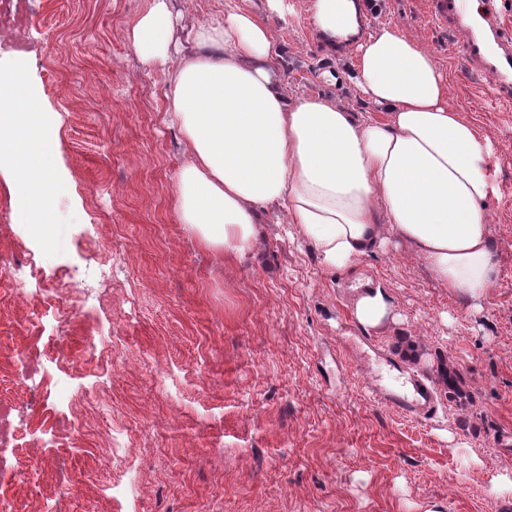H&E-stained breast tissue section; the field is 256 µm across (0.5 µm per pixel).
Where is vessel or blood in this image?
Listing matches in <instances>:
<instances>
[{"label":"vessel or blood","mask_w":512,"mask_h":512,"mask_svg":"<svg viewBox=\"0 0 512 512\" xmlns=\"http://www.w3.org/2000/svg\"><path fill=\"white\" fill-rule=\"evenodd\" d=\"M498 0H478L475 9H467L460 0H447L448 17L470 20L482 31L470 36L463 55L471 75L486 79L495 97L512 100V23L499 17ZM369 400L405 418H430L435 404L427 379L403 373L400 386L382 382L369 384Z\"/></svg>","instance_id":"b4317fda"}]
</instances>
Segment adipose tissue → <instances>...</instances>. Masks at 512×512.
Returning <instances> with one entry per match:
<instances>
[{
  "label": "adipose tissue",
  "instance_id": "1",
  "mask_svg": "<svg viewBox=\"0 0 512 512\" xmlns=\"http://www.w3.org/2000/svg\"><path fill=\"white\" fill-rule=\"evenodd\" d=\"M267 14L239 7L190 33L180 53L169 0L133 25L141 61L166 73V118L191 158L176 174L174 210L206 248L246 256L261 213L280 207L327 266L351 273L391 225L450 294L481 300L498 265L486 224L489 147L448 103V78L397 27L369 28L375 0H312L326 53L373 112L321 94L291 95L280 78ZM14 174L20 223L46 227L68 192L49 117L23 72H0V162ZM364 329L394 323L392 298L368 283L352 302Z\"/></svg>",
  "mask_w": 512,
  "mask_h": 512
}]
</instances>
